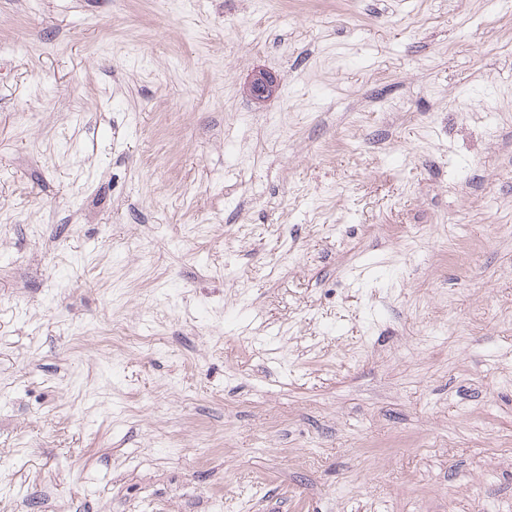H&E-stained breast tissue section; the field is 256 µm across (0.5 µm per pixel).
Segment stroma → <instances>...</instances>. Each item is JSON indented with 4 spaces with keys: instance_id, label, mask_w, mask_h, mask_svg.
Wrapping results in <instances>:
<instances>
[{
    "instance_id": "obj_1",
    "label": "stroma",
    "mask_w": 512,
    "mask_h": 512,
    "mask_svg": "<svg viewBox=\"0 0 512 512\" xmlns=\"http://www.w3.org/2000/svg\"><path fill=\"white\" fill-rule=\"evenodd\" d=\"M1 41L0 512H512V0ZM279 90V84L274 78L265 73L258 72L254 75L248 86L249 94L257 99L261 100L269 95L275 94Z\"/></svg>"
}]
</instances>
